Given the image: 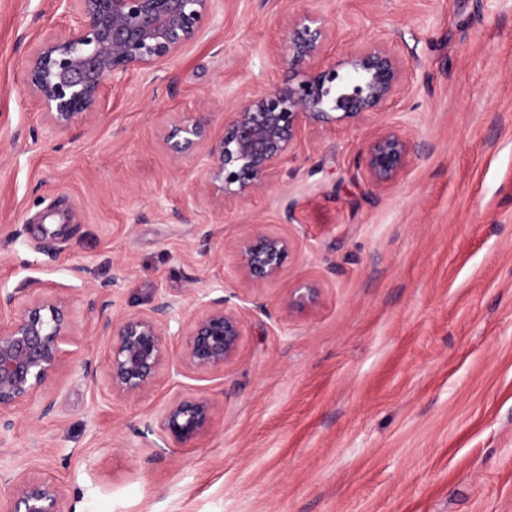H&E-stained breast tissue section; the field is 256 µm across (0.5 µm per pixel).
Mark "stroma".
<instances>
[{
  "label": "stroma",
  "mask_w": 512,
  "mask_h": 512,
  "mask_svg": "<svg viewBox=\"0 0 512 512\" xmlns=\"http://www.w3.org/2000/svg\"><path fill=\"white\" fill-rule=\"evenodd\" d=\"M214 3L180 55L106 84L94 118L56 131L22 75L73 19L52 0H0V291L71 298L85 332L79 361L9 411L0 485L54 483L64 512H512V0ZM306 10L327 29L320 65L382 41L402 84L378 111L306 125L264 189L215 213L202 157L174 159L164 132L206 112L220 136L284 82L275 48ZM390 131L412 155L376 189L357 159ZM259 226L295 250L223 372L165 370L113 396L101 315L159 291H240L224 245ZM299 276L321 297L290 311ZM200 391L210 431L164 441L168 404Z\"/></svg>",
  "instance_id": "1"
}]
</instances>
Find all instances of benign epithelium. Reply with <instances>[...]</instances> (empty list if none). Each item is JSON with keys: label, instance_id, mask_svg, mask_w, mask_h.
<instances>
[{"label": "benign epithelium", "instance_id": "obj_1", "mask_svg": "<svg viewBox=\"0 0 512 512\" xmlns=\"http://www.w3.org/2000/svg\"><path fill=\"white\" fill-rule=\"evenodd\" d=\"M74 23L39 43L25 70L28 92L44 108L49 125L59 131L89 121L102 105L109 79L137 71L153 72L195 41L213 20L212 0H58ZM326 31L304 17L288 22L280 56L296 70L283 86L253 94L235 108L213 141L209 120L200 114L170 125L164 141L176 157L205 150L208 164L201 192L210 207L222 212L262 190L268 176L297 147L304 126L336 123L375 112L398 91L403 79L401 58L384 42L350 47L328 67L315 64ZM411 156L410 142L395 132L377 136L368 145L364 170L370 184L385 189L396 182ZM228 249L234 272L247 285L243 302L230 298L198 299L197 312L171 331L173 313L182 300L160 294L146 312L107 316L100 330L110 337L107 373L112 394L132 399L168 369L189 370L204 377L224 370L239 350L248 315L265 311L257 290L282 277L294 251L286 234L263 227L234 240ZM319 286L297 281L288 308L318 302ZM182 336L178 358L170 356L167 338ZM79 327L66 297L45 295L29 300L5 326H0V412L23 403L50 378L62 373L75 351ZM215 402L206 394L172 401L163 415L164 436L184 444L207 433ZM63 493L49 482L19 474L0 493V512H63Z\"/></svg>", "mask_w": 512, "mask_h": 512}]
</instances>
